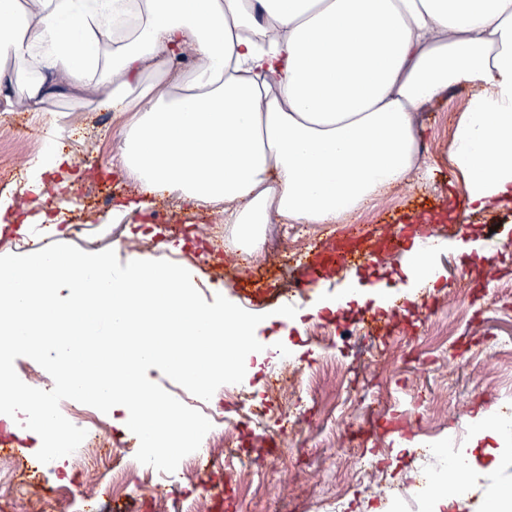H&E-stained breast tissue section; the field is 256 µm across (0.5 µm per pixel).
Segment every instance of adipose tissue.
Wrapping results in <instances>:
<instances>
[{
  "mask_svg": "<svg viewBox=\"0 0 512 512\" xmlns=\"http://www.w3.org/2000/svg\"><path fill=\"white\" fill-rule=\"evenodd\" d=\"M463 83L450 161L482 207L512 196V0H0V104L53 138L55 98L113 113L135 210L158 192L223 207L248 252L273 221L341 224L403 186L418 114ZM79 162L40 152L28 200ZM447 248L412 241V287Z\"/></svg>",
  "mask_w": 512,
  "mask_h": 512,
  "instance_id": "obj_1",
  "label": "adipose tissue"
}]
</instances>
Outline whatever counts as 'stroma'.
<instances>
[{
	"instance_id": "1",
	"label": "stroma",
	"mask_w": 512,
	"mask_h": 512,
	"mask_svg": "<svg viewBox=\"0 0 512 512\" xmlns=\"http://www.w3.org/2000/svg\"><path fill=\"white\" fill-rule=\"evenodd\" d=\"M471 89L460 85L448 93L445 103L418 117L419 152L423 164L406 185L391 190L359 217L344 224H302L295 238L276 237L259 256L239 251L232 227L223 211L189 210L177 196L154 195L152 217L142 222L128 215L108 224L113 207L136 199L133 183L108 174L119 137L118 123L108 112L70 113L73 149L81 136L97 137L100 149L86 155L93 176L69 179L67 187L53 185L50 194L55 212L64 223L82 225L61 241L83 251H103L121 242L119 260L130 253L148 259L188 262L196 271L200 293L206 302L223 295L244 310L263 315L257 339L271 345L290 341L298 349L293 361L317 396V412L304 418L297 429L283 428L284 412L275 390L282 373L278 364L257 371L241 383L242 393L254 404L267 406V429L276 434V446L259 438L249 418L236 415L228 398L212 403L224 413V431L236 437L242 456L260 461L267 472L264 485L240 476L225 479L214 471V482L225 483L228 493L222 505L207 497L196 478H184L168 487V512H425L426 500L436 482L435 465L428 444L448 431L463 428L462 447L503 449L500 466L472 483L462 512H484L491 495L512 485V432L489 434L475 440L466 426L476 413L498 414L512 406V350L496 351L498 338L512 335V302L494 298L490 281L512 282V197L483 208L465 204L447 219L434 223V234L447 238L448 250L435 258L442 277L431 288L410 289L403 255L377 262H360L336 269L320 287L295 292L291 269L305 263L336 239L396 230L404 216L436 208L451 190L462 189L460 175L448 159L458 112L466 105ZM43 136L30 113L0 110V198L18 200L24 185L27 161L35 156L34 145ZM189 226L204 239L206 253L172 251L178 230ZM255 287L272 286L278 296L258 303L239 293L243 282ZM380 286L392 301L380 315L376 329L362 323L363 306L354 304L336 315L304 316L299 328L288 327L276 311L284 305L309 308L332 298L349 282ZM463 304V321L445 327L428 321V309H447ZM450 335L457 357L428 363L435 337ZM347 388L358 403L343 419L324 423L323 416L336 403L339 388ZM414 440L415 446L398 452L397 439L388 437L390 419ZM105 447L110 458L96 467L75 462L41 463L36 442L20 437L9 451L13 483H0V512H100L117 493L113 475L123 482L142 485V475L129 462L138 450V439L123 428L117 417L104 415ZM375 449L379 459L373 471L359 468L361 450ZM414 481L418 496L413 506L403 507L398 497L407 481ZM340 510H333V501Z\"/></svg>"
}]
</instances>
